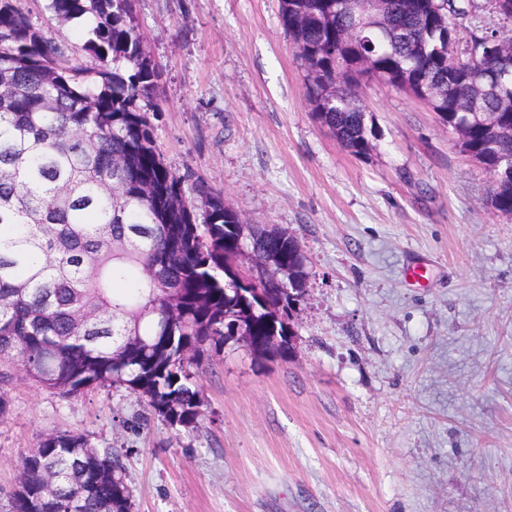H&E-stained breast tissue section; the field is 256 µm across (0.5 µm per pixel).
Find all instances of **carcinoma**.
Here are the masks:
<instances>
[{
	"label": "carcinoma",
	"mask_w": 512,
	"mask_h": 512,
	"mask_svg": "<svg viewBox=\"0 0 512 512\" xmlns=\"http://www.w3.org/2000/svg\"><path fill=\"white\" fill-rule=\"evenodd\" d=\"M466 0H389L386 23L336 0H279V23L304 70L312 116L353 155L369 154L362 86L381 80L415 96L443 87L429 108L460 151L492 174L512 165V70L482 96L489 40L512 29L471 32L464 58L445 36L460 32ZM63 28L80 27L86 63L34 25L17 0H0V367L12 364L64 396L115 386L144 397L171 427L203 416L200 360L224 351V322L270 335L286 299L285 277L243 285L240 212L187 170L171 171L150 114L162 111L161 71L138 29L134 0H48ZM487 205L512 216V173L492 181ZM251 248L305 273L300 244L254 225ZM82 435H44L23 461L10 512H132L110 448L88 452ZM53 492L46 495L47 483Z\"/></svg>",
	"instance_id": "cac0c4a2"
}]
</instances>
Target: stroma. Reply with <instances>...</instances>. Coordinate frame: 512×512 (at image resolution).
Returning <instances> with one entry per match:
<instances>
[{"instance_id": "35a3bbf8", "label": "stroma", "mask_w": 512, "mask_h": 512, "mask_svg": "<svg viewBox=\"0 0 512 512\" xmlns=\"http://www.w3.org/2000/svg\"><path fill=\"white\" fill-rule=\"evenodd\" d=\"M278 9L135 0L164 73L165 164L302 247L288 358L231 342L205 360L191 433L125 389L64 397L12 370L0 512L53 431L121 455L133 512H512V217L435 112L390 85L363 89L370 155L343 148L311 115Z\"/></svg>"}]
</instances>
